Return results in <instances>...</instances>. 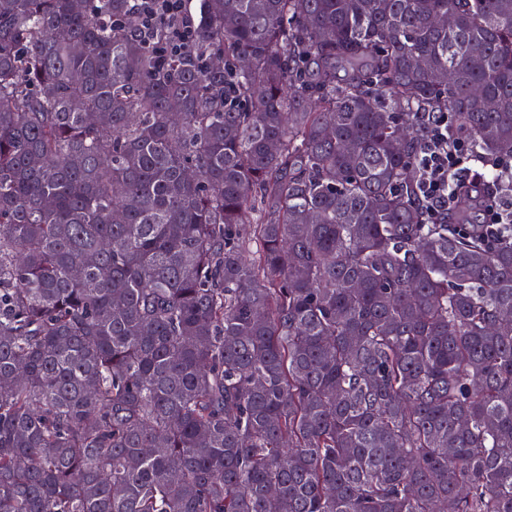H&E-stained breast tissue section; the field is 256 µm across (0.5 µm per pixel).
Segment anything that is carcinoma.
<instances>
[{
	"label": "carcinoma",
	"mask_w": 512,
	"mask_h": 512,
	"mask_svg": "<svg viewBox=\"0 0 512 512\" xmlns=\"http://www.w3.org/2000/svg\"><path fill=\"white\" fill-rule=\"evenodd\" d=\"M134 4L0 0V512H512V0ZM139 2L161 3L165 18L172 24V43L169 47L171 53L179 51L185 43L191 40L195 32V22H198L199 0H192L191 11L187 0H140ZM470 161L499 169L477 159L471 145L457 134L447 112L428 113L427 131L417 161V191L434 222L448 221L453 183L461 179L460 174L471 173L465 166ZM506 211V212H505ZM512 222V211L510 209L498 210L496 207L491 208L485 215V224H471L474 230L481 236L490 241H495L498 231L502 224H510Z\"/></svg>",
	"instance_id": "1"
}]
</instances>
